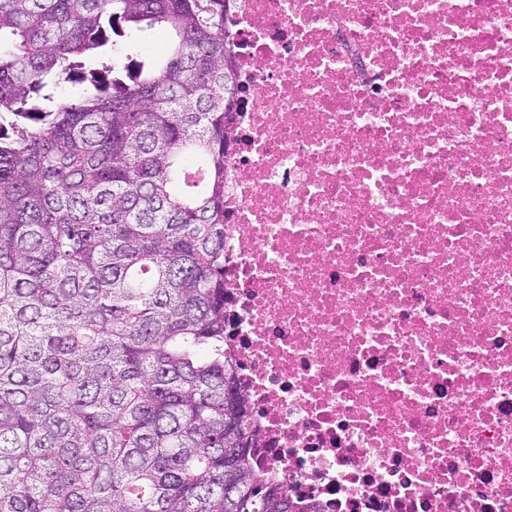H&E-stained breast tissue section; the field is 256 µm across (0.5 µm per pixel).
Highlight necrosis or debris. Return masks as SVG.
Listing matches in <instances>:
<instances>
[{"label": "necrosis or debris", "instance_id": "4bbe7bcc", "mask_svg": "<svg viewBox=\"0 0 512 512\" xmlns=\"http://www.w3.org/2000/svg\"><path fill=\"white\" fill-rule=\"evenodd\" d=\"M224 349L322 512H512V0H235Z\"/></svg>", "mask_w": 512, "mask_h": 512}]
</instances>
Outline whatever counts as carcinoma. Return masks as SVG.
<instances>
[{"label":"carcinoma","mask_w":512,"mask_h":512,"mask_svg":"<svg viewBox=\"0 0 512 512\" xmlns=\"http://www.w3.org/2000/svg\"><path fill=\"white\" fill-rule=\"evenodd\" d=\"M233 7L0 0V512H294L224 351Z\"/></svg>","instance_id":"cac0c4a2"}]
</instances>
